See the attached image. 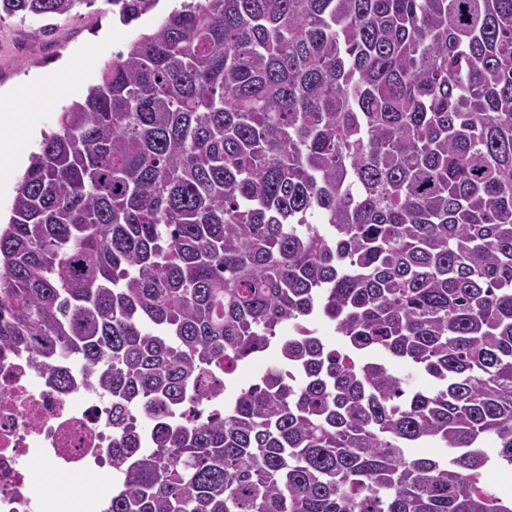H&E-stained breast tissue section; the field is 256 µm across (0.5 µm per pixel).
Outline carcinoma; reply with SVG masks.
Instances as JSON below:
<instances>
[{
    "label": "carcinoma",
    "instance_id": "1",
    "mask_svg": "<svg viewBox=\"0 0 512 512\" xmlns=\"http://www.w3.org/2000/svg\"><path fill=\"white\" fill-rule=\"evenodd\" d=\"M272 348L288 370L208 421L112 449L108 512H512L481 481L489 443L512 466V0H182L44 135L0 227V351L61 387L75 359L121 430ZM387 364L391 368V370L404 378L407 381V387L412 390H426L431 387L432 382L428 376L417 371L411 365L406 364L405 362L387 359Z\"/></svg>",
    "mask_w": 512,
    "mask_h": 512
}]
</instances>
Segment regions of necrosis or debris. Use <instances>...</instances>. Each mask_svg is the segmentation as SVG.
<instances>
[{
	"label": "necrosis or debris",
	"mask_w": 512,
	"mask_h": 512,
	"mask_svg": "<svg viewBox=\"0 0 512 512\" xmlns=\"http://www.w3.org/2000/svg\"><path fill=\"white\" fill-rule=\"evenodd\" d=\"M60 389L23 354L0 356V512H87V503L112 499L111 482L78 484L85 471L115 472L112 399L69 369ZM72 480L62 503L40 491L34 463Z\"/></svg>",
	"instance_id": "1"
}]
</instances>
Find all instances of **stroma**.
I'll list each match as a JSON object with an SVG mask.
<instances>
[{
  "instance_id": "obj_1",
  "label": "stroma",
  "mask_w": 512,
  "mask_h": 512,
  "mask_svg": "<svg viewBox=\"0 0 512 512\" xmlns=\"http://www.w3.org/2000/svg\"><path fill=\"white\" fill-rule=\"evenodd\" d=\"M178 2L159 0L155 9L129 25L119 21L108 0H95L82 16L52 19L48 31L37 20L1 19L0 92L14 91L33 74L48 79L61 61L83 52L90 60L70 98L83 100L89 88L98 83L104 64L141 34L151 32Z\"/></svg>"
}]
</instances>
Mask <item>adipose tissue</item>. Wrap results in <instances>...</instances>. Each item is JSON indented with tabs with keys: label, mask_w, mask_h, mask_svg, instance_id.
<instances>
[{
	"label": "adipose tissue",
	"mask_w": 512,
	"mask_h": 512,
	"mask_svg": "<svg viewBox=\"0 0 512 512\" xmlns=\"http://www.w3.org/2000/svg\"><path fill=\"white\" fill-rule=\"evenodd\" d=\"M78 79L77 67L66 65L59 68L50 83L25 85L20 94L0 95V187H10L19 167L25 161L26 141L34 138L37 122L34 114L42 96L66 97L73 91ZM30 100L27 111H19L16 102L19 96Z\"/></svg>",
	"instance_id": "adipose-tissue-1"
}]
</instances>
